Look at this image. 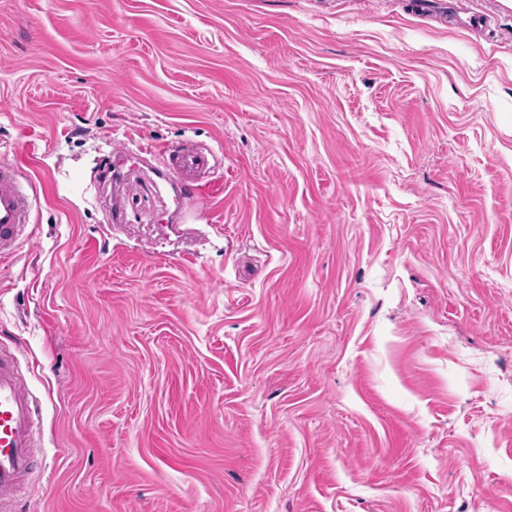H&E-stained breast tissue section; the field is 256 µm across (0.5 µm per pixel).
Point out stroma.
<instances>
[{"label":"stroma","mask_w":512,"mask_h":512,"mask_svg":"<svg viewBox=\"0 0 512 512\" xmlns=\"http://www.w3.org/2000/svg\"><path fill=\"white\" fill-rule=\"evenodd\" d=\"M0 0L32 150L15 512H512V0ZM215 153L184 235L131 143Z\"/></svg>","instance_id":"35a3bbf8"}]
</instances>
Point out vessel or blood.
Here are the masks:
<instances>
[{"instance_id": "b4317fda", "label": "vessel or blood", "mask_w": 512, "mask_h": 512, "mask_svg": "<svg viewBox=\"0 0 512 512\" xmlns=\"http://www.w3.org/2000/svg\"><path fill=\"white\" fill-rule=\"evenodd\" d=\"M157 156L153 174L173 189L177 208L197 200L201 177L211 170V149L186 142L159 148H131L112 161V178L121 180L128 163ZM33 187L29 175L13 160H0V258L12 255L27 236ZM41 407L30 392L17 353L0 346V512H12L22 491L37 473Z\"/></svg>"}]
</instances>
